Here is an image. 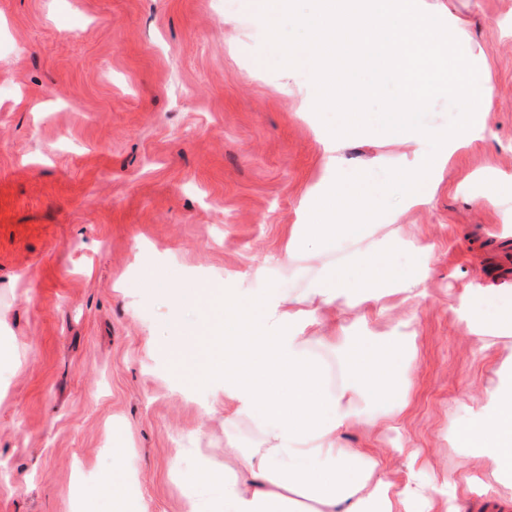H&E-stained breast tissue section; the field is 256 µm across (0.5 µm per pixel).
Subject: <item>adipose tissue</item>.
<instances>
[{"label":"adipose tissue","instance_id":"obj_1","mask_svg":"<svg viewBox=\"0 0 512 512\" xmlns=\"http://www.w3.org/2000/svg\"><path fill=\"white\" fill-rule=\"evenodd\" d=\"M376 204L365 178L329 180L311 223L295 225L288 242L305 287L269 308L214 289L202 316L207 338L181 336L167 345L187 379L223 380L233 417L248 420L260 436L255 448L225 446L223 473L190 512H301L304 499L312 503L309 512H438L433 496L390 481L375 452L338 438L343 428L403 412L401 337L357 336L342 326L310 333L305 326L320 308L339 304L351 314L364 302L423 284L427 252L402 248L392 225L370 223ZM326 352L341 363L338 383L328 380ZM463 439L474 459L512 486V384L492 392ZM112 456L97 492L110 512H140L129 493L121 436L112 438Z\"/></svg>","mask_w":512,"mask_h":512}]
</instances>
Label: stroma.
<instances>
[{"label": "stroma", "instance_id": "1", "mask_svg": "<svg viewBox=\"0 0 512 512\" xmlns=\"http://www.w3.org/2000/svg\"><path fill=\"white\" fill-rule=\"evenodd\" d=\"M419 5L461 24L495 99L431 199L394 205L405 244L430 250L423 288L382 312L319 314L400 336L410 357L404 415L341 438L439 503L512 512L460 438L512 380V337L488 347L467 328L512 300V210L482 197L489 180L512 191V0ZM263 42L245 0H0V512H108L94 491L116 421L143 512H187L225 444L259 436L226 419L223 380L175 372L163 348L202 312L174 316L171 298L301 287L288 236L327 180L415 168L382 133L336 147L307 71L274 68Z\"/></svg>", "mask_w": 512, "mask_h": 512}]
</instances>
